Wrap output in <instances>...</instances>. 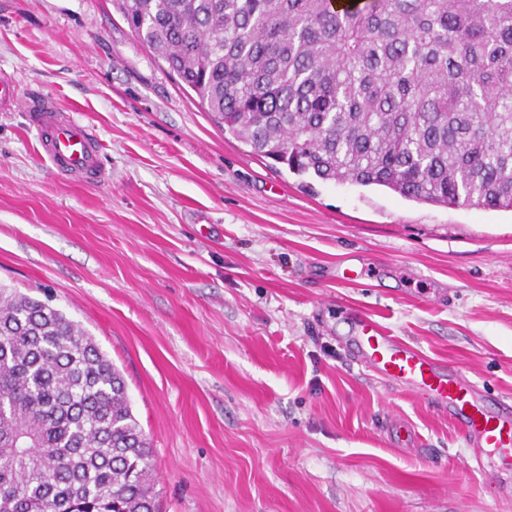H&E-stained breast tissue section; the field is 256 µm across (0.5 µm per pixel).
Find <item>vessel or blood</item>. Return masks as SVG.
I'll return each mask as SVG.
<instances>
[{"label":"vessel or blood","instance_id":"b4317fda","mask_svg":"<svg viewBox=\"0 0 512 512\" xmlns=\"http://www.w3.org/2000/svg\"><path fill=\"white\" fill-rule=\"evenodd\" d=\"M17 105L32 113L40 146L60 175L104 181L98 136L71 119L57 100L39 94L20 97L13 81L1 78L0 112ZM347 343L363 366L429 395L447 412L463 432L477 469L512 472V402L490 410L478 381L388 335L368 315L356 318Z\"/></svg>","mask_w":512,"mask_h":512}]
</instances>
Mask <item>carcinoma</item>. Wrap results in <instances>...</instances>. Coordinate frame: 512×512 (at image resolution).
<instances>
[{
    "label": "carcinoma",
    "instance_id": "obj_1",
    "mask_svg": "<svg viewBox=\"0 0 512 512\" xmlns=\"http://www.w3.org/2000/svg\"><path fill=\"white\" fill-rule=\"evenodd\" d=\"M216 124L323 182L512 210V0H114ZM120 371L0 288V512H159Z\"/></svg>",
    "mask_w": 512,
    "mask_h": 512
}]
</instances>
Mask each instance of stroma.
I'll return each mask as SVG.
<instances>
[{
    "label": "stroma",
    "mask_w": 512,
    "mask_h": 512,
    "mask_svg": "<svg viewBox=\"0 0 512 512\" xmlns=\"http://www.w3.org/2000/svg\"><path fill=\"white\" fill-rule=\"evenodd\" d=\"M2 77L72 108L108 179H64L0 112V285L120 370L161 512H512V476L344 342L365 312L512 397V211L271 166L112 0H0Z\"/></svg>",
    "instance_id": "stroma-1"
}]
</instances>
